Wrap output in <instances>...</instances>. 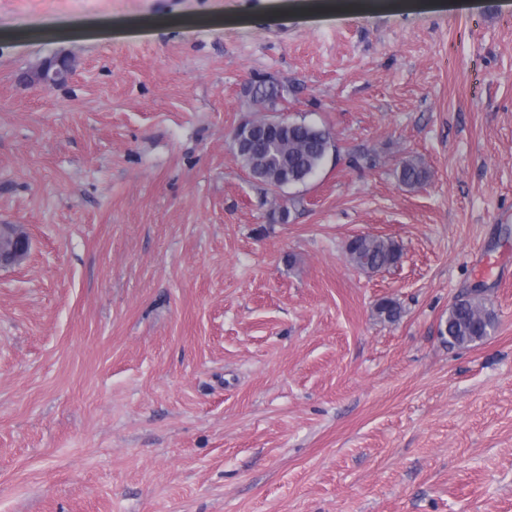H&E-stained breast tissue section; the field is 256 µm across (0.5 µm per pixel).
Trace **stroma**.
I'll list each match as a JSON object with an SVG mask.
<instances>
[{
    "instance_id": "obj_1",
    "label": "stroma",
    "mask_w": 512,
    "mask_h": 512,
    "mask_svg": "<svg viewBox=\"0 0 512 512\" xmlns=\"http://www.w3.org/2000/svg\"><path fill=\"white\" fill-rule=\"evenodd\" d=\"M262 77L305 184L235 156ZM0 224V512H512V0H0ZM70 73L68 62L65 58H55L41 65L36 74V85L44 90L63 83ZM251 92L253 100L265 108L266 103L271 98L284 99L285 87L279 86L277 83L270 80H255L251 82ZM277 99L272 102L269 109L266 112H283L279 108L282 100ZM288 136L278 141L253 144L236 155L243 168L269 190L290 184L305 183L321 168L334 148L329 130L296 121ZM288 162V183L284 182V165ZM397 176L402 184L412 187L424 182L427 178V171L420 162L407 159L402 161ZM29 238L18 224L0 225V266L20 264L28 254ZM346 254L354 266L366 271H379L397 263L401 248L388 238L358 236L349 241ZM495 324L494 313L487 308L481 292L475 290L451 304L440 336L448 347H465L489 336Z\"/></svg>"
}]
</instances>
